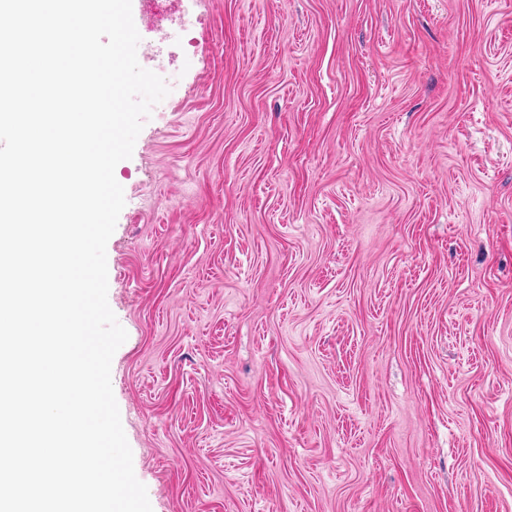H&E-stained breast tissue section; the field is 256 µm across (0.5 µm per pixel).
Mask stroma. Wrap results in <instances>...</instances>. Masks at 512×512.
Returning <instances> with one entry per match:
<instances>
[{
	"label": "stroma",
	"instance_id": "1",
	"mask_svg": "<svg viewBox=\"0 0 512 512\" xmlns=\"http://www.w3.org/2000/svg\"><path fill=\"white\" fill-rule=\"evenodd\" d=\"M107 243L153 512H512V0H191Z\"/></svg>",
	"mask_w": 512,
	"mask_h": 512
}]
</instances>
